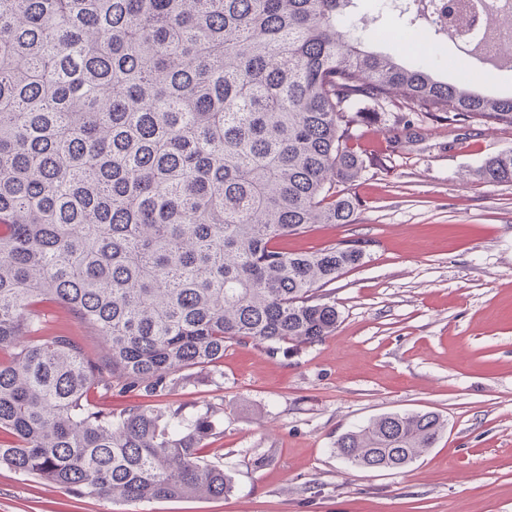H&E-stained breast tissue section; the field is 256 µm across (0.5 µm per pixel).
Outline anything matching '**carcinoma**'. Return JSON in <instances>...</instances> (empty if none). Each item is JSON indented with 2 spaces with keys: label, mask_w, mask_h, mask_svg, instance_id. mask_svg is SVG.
I'll return each instance as SVG.
<instances>
[{
  "label": "carcinoma",
  "mask_w": 512,
  "mask_h": 512,
  "mask_svg": "<svg viewBox=\"0 0 512 512\" xmlns=\"http://www.w3.org/2000/svg\"><path fill=\"white\" fill-rule=\"evenodd\" d=\"M354 2L0 0V465L128 503L224 497L232 475L203 455L213 411L167 398L215 376L228 342L274 354L336 329L325 286L365 252L283 243L355 223L356 106L401 110L394 150L412 114L512 127V97L364 49ZM473 175L512 183V152ZM45 302L105 351L39 335ZM128 393L119 410L96 399ZM445 428L385 413L336 455L400 470Z\"/></svg>",
  "instance_id": "carcinoma-1"
}]
</instances>
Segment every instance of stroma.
Here are the masks:
<instances>
[{
    "instance_id": "35a3bbf8",
    "label": "stroma",
    "mask_w": 512,
    "mask_h": 512,
    "mask_svg": "<svg viewBox=\"0 0 512 512\" xmlns=\"http://www.w3.org/2000/svg\"><path fill=\"white\" fill-rule=\"evenodd\" d=\"M396 110L356 130L364 170L349 187L358 221L288 240L307 251L363 242L366 256L330 289L332 335L269 354L232 343L218 380L181 386L171 403L219 407L207 458L232 471L221 499L133 505L69 491L0 466V512H512V184L475 181L512 151V128L426 122L391 151ZM42 333L104 346L62 305ZM435 411L448 422L400 470L351 467L341 433L381 414Z\"/></svg>"
}]
</instances>
